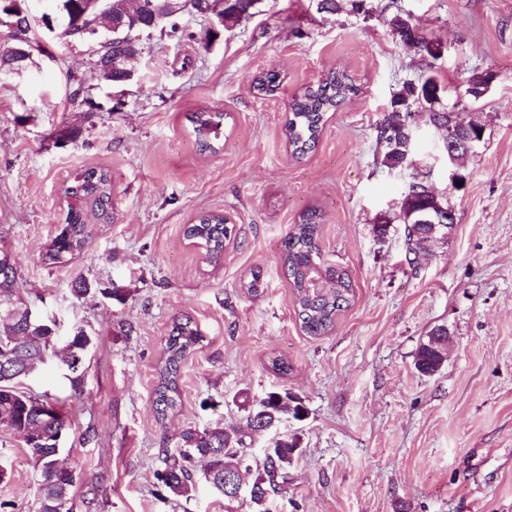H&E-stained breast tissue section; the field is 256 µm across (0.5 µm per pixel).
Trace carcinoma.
<instances>
[{
    "instance_id": "cac0c4a2",
    "label": "carcinoma",
    "mask_w": 512,
    "mask_h": 512,
    "mask_svg": "<svg viewBox=\"0 0 512 512\" xmlns=\"http://www.w3.org/2000/svg\"><path fill=\"white\" fill-rule=\"evenodd\" d=\"M58 2L61 8L82 18L75 30L62 32L69 40L85 42L99 36L113 37L118 27L125 33L150 32L151 15L146 11L128 14L127 0H104L102 8L90 0ZM258 2L224 0V26H232L250 15ZM26 9V0H0V22L15 24L20 32L28 31ZM389 25L393 35L420 52L433 58L442 54L441 44L424 37L410 19L396 14L389 19ZM490 81V74L472 72L467 83L471 100L478 101ZM356 91L346 73L330 71L317 86L306 88L293 100L287 131L294 157H303L316 145L324 125L325 106H337ZM414 105L427 112L429 119L451 129L449 136L459 142L476 134L467 121L466 111L440 106V86L435 76L407 83L394 96L391 110L377 126V141L385 142L381 163L390 169L405 165L408 152L413 149L407 139V124L411 117L409 108ZM223 120L224 113L207 110L188 117L200 150L215 151L213 142L220 139ZM63 196L64 224L42 254L43 263L49 267L63 265L80 254L92 238L95 225L110 224L114 219L112 179L104 169L91 168L79 174L63 189ZM426 202L425 184L414 181L405 192L399 212L374 225L379 234L394 222L404 225L406 261L410 265L431 240L432 225L418 223L415 213ZM319 224L317 211L304 213L301 222L288 233L283 252L301 328L309 336H322L331 330L337 314L354 299L349 272L339 265L325 263L320 257ZM184 234L202 246L210 262L224 256V242L230 236L227 218L220 212L199 216L197 222L186 225ZM15 283L14 259L7 250L0 249V429L22 437L37 471L35 512H69L67 505L73 502L78 475L61 463L60 454L71 422L48 397L23 391L18 384L44 365L42 355L49 349L53 354L60 353L62 364L72 374L74 396L81 395V379L87 370L93 337L79 329L60 350H55L54 322L29 317V306L17 298L19 289L14 287ZM202 342V332L191 319L173 323L156 368L155 404L159 418H165L181 404L182 365ZM447 342L448 330L439 327L420 344L416 354L419 372L429 375L442 367ZM304 413L298 397L286 389L275 390L251 405L243 424L202 430L187 428L172 439L173 451L163 458L157 480L170 496L189 502L197 493L192 470L196 462L202 461L205 483L211 491L229 503L235 502L224 493V476L232 474L247 492L252 512H270L261 501L287 493L288 472L301 449L296 438L285 435L274 446L263 449L262 457L257 459L249 452L246 439L271 430L290 417L300 419Z\"/></svg>"
}]
</instances>
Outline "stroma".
Here are the masks:
<instances>
[{"label": "stroma", "instance_id": "35a3bbf8", "mask_svg": "<svg viewBox=\"0 0 512 512\" xmlns=\"http://www.w3.org/2000/svg\"><path fill=\"white\" fill-rule=\"evenodd\" d=\"M351 3L328 14L316 0H259L228 29L211 14L183 16L185 38H143L120 85L100 80L95 46L52 37L37 20L40 51L0 81V248L37 315L60 335L83 327L94 338L80 398L55 358L22 384L74 420L62 457L80 476L76 512H224L207 488L187 503L158 484L165 439L242 423L245 400L274 389L306 409L278 429L301 448L278 512H512V0H363L358 12ZM397 13L441 43L439 58L399 42L385 23ZM476 69L492 80L473 104L455 89ZM332 70L359 92L327 109L316 147L294 158L292 100ZM431 71L453 89L447 104L480 113L484 140L449 167L445 131L418 112L415 166L387 169L376 126L398 79ZM269 72L278 87L259 94L253 80ZM82 84L91 103L74 96ZM201 109L224 115L212 154L199 152L188 122ZM89 168L109 171L115 219L81 255L46 267L62 191ZM414 180L447 195L455 221L412 267L403 225L382 236L373 227ZM312 208L323 260L345 267L356 292L317 338L301 328L282 266L284 240ZM206 212L235 223L215 263L184 236ZM81 280L91 291L78 298ZM115 286L123 300L109 296ZM185 317L205 341L183 366L181 409L161 423L155 368ZM439 326L446 361L425 376L415 354ZM276 358L287 376L272 371ZM208 397L218 411L202 409ZM0 465L11 472L0 512H32L36 476L18 435L0 431Z\"/></svg>", "mask_w": 512, "mask_h": 512}]
</instances>
